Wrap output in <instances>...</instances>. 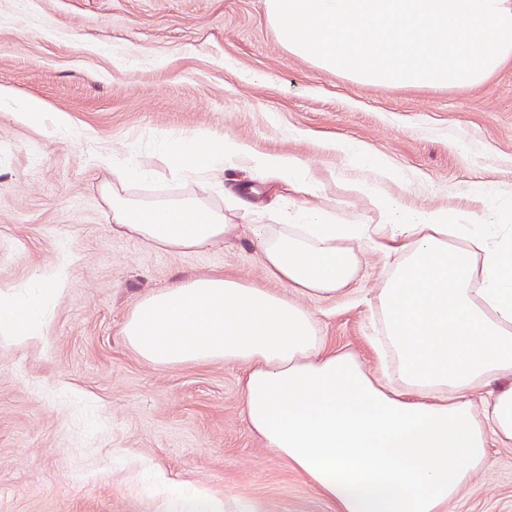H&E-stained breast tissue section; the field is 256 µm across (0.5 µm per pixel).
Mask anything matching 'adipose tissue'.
<instances>
[{
	"instance_id": "ef3b65f1",
	"label": "adipose tissue",
	"mask_w": 512,
	"mask_h": 512,
	"mask_svg": "<svg viewBox=\"0 0 512 512\" xmlns=\"http://www.w3.org/2000/svg\"><path fill=\"white\" fill-rule=\"evenodd\" d=\"M171 168L209 176L248 160L257 170L306 182L288 155H251L223 137L164 140ZM141 162L113 164L103 188L113 223L148 245L199 251L236 239L240 225L196 195L142 199L132 182L152 179ZM381 224H335L305 208L294 224L251 227L256 253L280 285L272 291L221 274L185 277L140 296L122 334L161 367L224 361L243 366L241 400L250 429L333 505L335 512H448L488 461V441L512 443V229L476 195L466 222L447 211L406 210L357 184ZM399 258L376 300V345L394 371L384 378L348 351L327 349L302 298H333L354 281L358 242L372 232ZM66 257L17 301L0 290V338L44 336L62 294ZM492 387L483 409L470 395Z\"/></svg>"
}]
</instances>
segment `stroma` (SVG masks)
<instances>
[{"label": "stroma", "instance_id": "stroma-1", "mask_svg": "<svg viewBox=\"0 0 512 512\" xmlns=\"http://www.w3.org/2000/svg\"><path fill=\"white\" fill-rule=\"evenodd\" d=\"M0 85L42 99L44 127L0 112V287L24 294L59 254L65 291L42 340L0 343V512H177V493L260 504L264 512H333L245 421L232 363L160 367L122 327L134 301L191 275L222 272L277 289L253 224H292L302 208L340 224H376L366 180L406 209L461 217L512 196V60L463 88L364 85L289 53L264 0H0ZM235 138L304 163L315 193L247 164L201 185L159 156L163 139ZM400 173L388 181L336 143ZM156 171L134 187L152 199L194 192L242 225L208 251L167 252L112 227L99 156ZM350 290L306 305L329 346L373 370L375 298L387 250L359 246ZM448 512H512V445Z\"/></svg>", "mask_w": 512, "mask_h": 512}]
</instances>
